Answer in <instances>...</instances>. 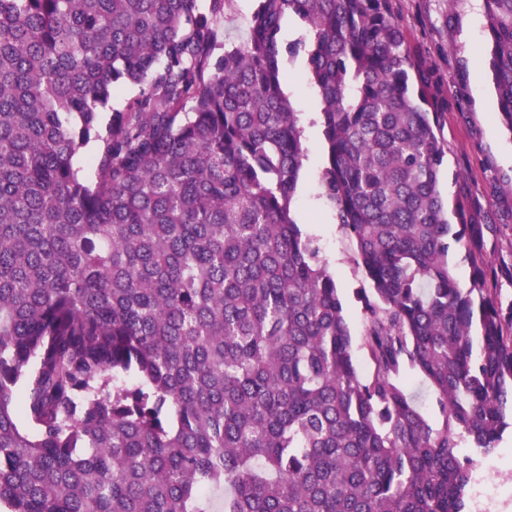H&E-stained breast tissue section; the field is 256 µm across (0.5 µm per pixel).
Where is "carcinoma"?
<instances>
[{"label":"carcinoma","instance_id":"carcinoma-1","mask_svg":"<svg viewBox=\"0 0 512 512\" xmlns=\"http://www.w3.org/2000/svg\"><path fill=\"white\" fill-rule=\"evenodd\" d=\"M230 2L0 0V512H468L512 427V309L492 266L450 271L497 227L440 193L433 78L391 0H256L229 44ZM483 2L512 132V0ZM300 52L371 285L367 375L291 210ZM448 262L453 274L462 288H469L473 278L474 264L465 250L449 252ZM401 377L410 390L414 392L427 418L436 425L441 424L443 419L442 415L424 379L416 371L407 366L401 373Z\"/></svg>","mask_w":512,"mask_h":512}]
</instances>
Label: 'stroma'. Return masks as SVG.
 <instances>
[{
  "instance_id": "1",
  "label": "stroma",
  "mask_w": 512,
  "mask_h": 512,
  "mask_svg": "<svg viewBox=\"0 0 512 512\" xmlns=\"http://www.w3.org/2000/svg\"><path fill=\"white\" fill-rule=\"evenodd\" d=\"M392 15L406 45L423 70L438 83L435 108L443 117L446 156L440 189L449 201L463 200L467 215L497 225L478 257L453 250L448 262L461 287H470L475 260L492 265L503 306L512 305V132L498 119V104L488 67L489 43L482 0H392ZM283 88L298 112L306 157L294 198V217L304 236L320 250L340 291L354 339L364 334L363 291L370 283L353 256L354 242L341 230L336 209L323 195L320 175L327 165V145L320 121L321 99L305 78L306 60L285 65ZM490 481L502 483L491 508L471 512H512V431L482 463Z\"/></svg>"
}]
</instances>
